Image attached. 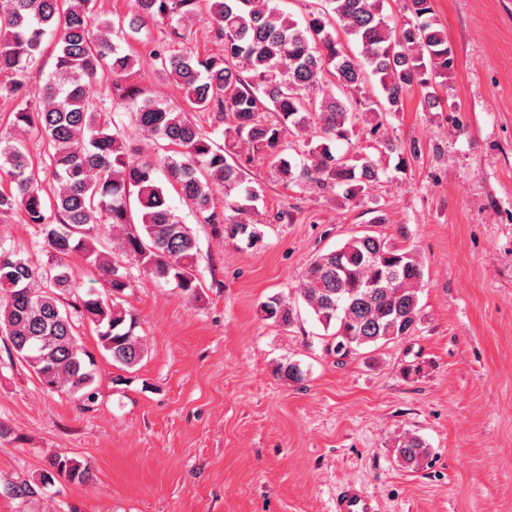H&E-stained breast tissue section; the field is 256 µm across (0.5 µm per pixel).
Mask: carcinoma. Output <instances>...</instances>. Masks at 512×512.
<instances>
[{
    "mask_svg": "<svg viewBox=\"0 0 512 512\" xmlns=\"http://www.w3.org/2000/svg\"><path fill=\"white\" fill-rule=\"evenodd\" d=\"M274 0H134L141 28L158 21H205L224 39V54L201 59L188 53H155L158 74L173 80L186 100L225 125L228 140L264 151L281 180L343 188L359 197L379 178L377 164L355 150L360 129L375 136L386 115L403 110L417 87L430 108L437 87L454 67L445 29L432 0H407L411 17L390 25L385 0H317L299 23ZM113 22L94 23L92 0H0V94L19 96L28 69L52 47L54 69L35 108L14 112L16 133H0V216L16 210L42 228L49 267L0 249V334L51 392L95 398L96 361L80 343L72 308L95 327L112 365L129 371L148 354L146 337L119 298L131 281L98 249L103 230L123 233V247L149 281H174L188 295L196 276L198 239L177 214L166 186L200 224L224 226V237L255 246L262 233L251 220L258 192L249 185L239 155L224 151L185 112H174L138 91L129 96L136 125L162 142L160 151L134 157L120 122L91 92L132 75L134 59L112 40ZM355 44L353 51L349 44ZM377 78L379 94H358ZM273 112L277 122L259 118ZM36 129L48 146L45 187L33 174L19 133ZM295 132L300 162L286 157L285 133ZM224 189V207L214 203ZM232 211L229 218L226 211ZM78 255L98 272L108 293L85 289L69 258ZM424 267L412 250L365 233L315 257L296 292L330 337L338 355L409 336L419 320ZM264 317L288 327L295 306L282 296L262 304ZM396 461L417 470L429 458L427 443L402 435ZM65 476L93 479L90 468L66 454L42 470L36 484ZM34 484V485H36ZM34 485L8 493L27 497Z\"/></svg>",
    "mask_w": 512,
    "mask_h": 512,
    "instance_id": "cac0c4a2",
    "label": "carcinoma"
}]
</instances>
